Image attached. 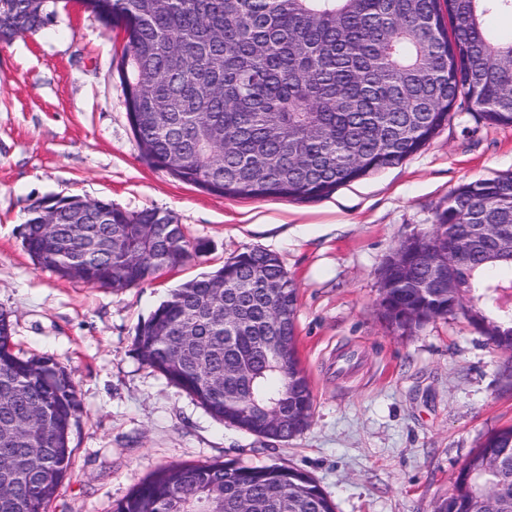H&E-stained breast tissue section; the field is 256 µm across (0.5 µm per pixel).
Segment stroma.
Segmentation results:
<instances>
[{
    "label": "stroma",
    "mask_w": 512,
    "mask_h": 512,
    "mask_svg": "<svg viewBox=\"0 0 512 512\" xmlns=\"http://www.w3.org/2000/svg\"><path fill=\"white\" fill-rule=\"evenodd\" d=\"M123 49L121 34L73 2L38 32L0 40V310L17 350L73 371L82 408L49 512H112L160 467L225 460L306 472L335 512H432L484 435L512 424V354L461 318L393 331L379 314V270L431 229L458 186L512 174V127L457 107L420 152L326 197H219L141 156ZM51 195L171 213L208 249L120 292L59 278L21 242L28 209ZM252 248L276 254L298 288L313 417L285 442L215 420L133 346L171 289Z\"/></svg>",
    "instance_id": "1"
}]
</instances>
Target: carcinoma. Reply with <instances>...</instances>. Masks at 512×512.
I'll list each match as a JSON object with an SVG mask.
<instances>
[{
  "instance_id": "obj_1",
  "label": "carcinoma",
  "mask_w": 512,
  "mask_h": 512,
  "mask_svg": "<svg viewBox=\"0 0 512 512\" xmlns=\"http://www.w3.org/2000/svg\"><path fill=\"white\" fill-rule=\"evenodd\" d=\"M61 0H0V38L43 28ZM512 0H86L128 35L127 110L142 156L219 196L320 199L424 148L458 103L512 126V38L485 25ZM58 223H44L45 212ZM35 266L114 292L185 263L174 216L107 198L48 196L24 223ZM452 279L438 281L439 275ZM379 309L410 335L461 316L512 352V175L460 185L432 231L379 271ZM297 288L278 257L239 253L174 289L135 331L137 354L216 420L286 441L313 396L296 344ZM0 310V512H47L71 470L81 403L72 371L16 352ZM273 344L287 347L273 358ZM279 414L270 432L262 409ZM113 512H335L309 474L233 461L170 464ZM433 512H512V425L487 433Z\"/></svg>"
}]
</instances>
